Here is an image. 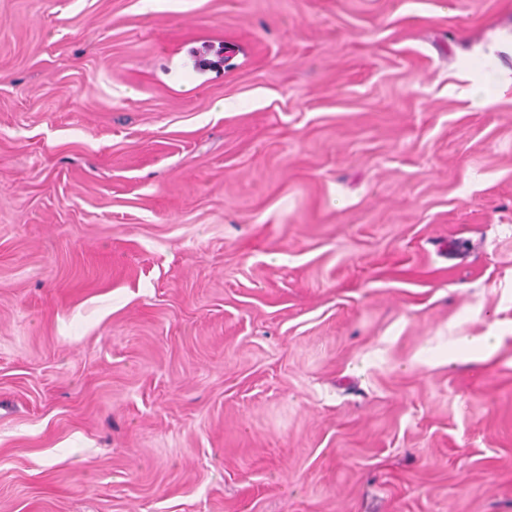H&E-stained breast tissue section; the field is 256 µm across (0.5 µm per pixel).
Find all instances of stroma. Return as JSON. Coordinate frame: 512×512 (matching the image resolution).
<instances>
[{"mask_svg": "<svg viewBox=\"0 0 512 512\" xmlns=\"http://www.w3.org/2000/svg\"><path fill=\"white\" fill-rule=\"evenodd\" d=\"M472 63L512 0H0V512H512Z\"/></svg>", "mask_w": 512, "mask_h": 512, "instance_id": "stroma-1", "label": "stroma"}]
</instances>
